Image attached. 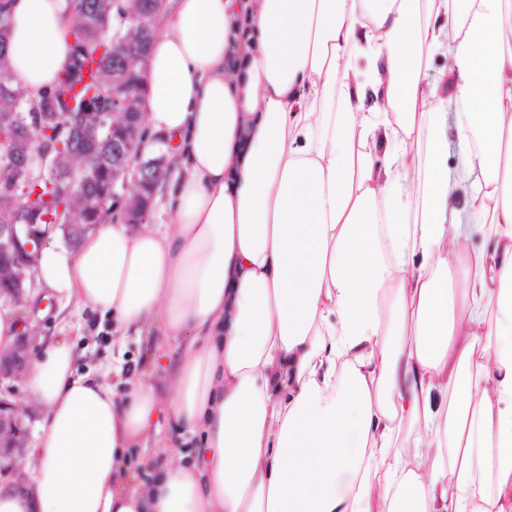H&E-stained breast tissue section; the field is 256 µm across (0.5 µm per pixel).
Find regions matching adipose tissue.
I'll return each instance as SVG.
<instances>
[{"instance_id":"adipose-tissue-1","label":"adipose tissue","mask_w":512,"mask_h":512,"mask_svg":"<svg viewBox=\"0 0 512 512\" xmlns=\"http://www.w3.org/2000/svg\"><path fill=\"white\" fill-rule=\"evenodd\" d=\"M67 26L68 0H12L14 85L55 84ZM146 79L166 219L72 250L49 228L35 278L152 353L118 398L38 342L28 488L0 512H512V0H175ZM449 81L494 227L467 258Z\"/></svg>"}]
</instances>
